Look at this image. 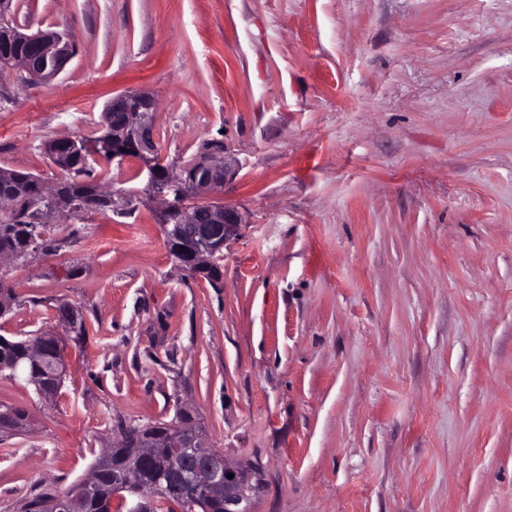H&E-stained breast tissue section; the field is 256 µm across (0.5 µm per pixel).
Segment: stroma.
<instances>
[{"label":"stroma","instance_id":"obj_1","mask_svg":"<svg viewBox=\"0 0 512 512\" xmlns=\"http://www.w3.org/2000/svg\"><path fill=\"white\" fill-rule=\"evenodd\" d=\"M65 31L55 80L0 72V169L46 179L143 90L182 166L219 140L251 222L221 287L152 202L6 264L0 336L80 307L53 402L0 376V512L65 493L125 425L194 413L263 475L257 512H512V0H14Z\"/></svg>","mask_w":512,"mask_h":512}]
</instances>
